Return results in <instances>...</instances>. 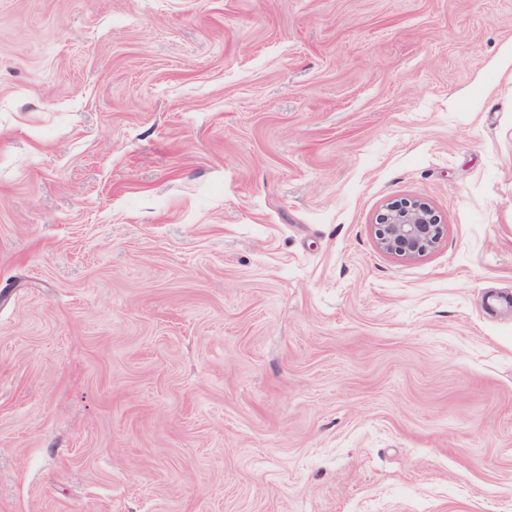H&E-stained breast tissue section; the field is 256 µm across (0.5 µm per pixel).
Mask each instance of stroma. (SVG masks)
Here are the masks:
<instances>
[{
	"instance_id": "obj_1",
	"label": "stroma",
	"mask_w": 512,
	"mask_h": 512,
	"mask_svg": "<svg viewBox=\"0 0 512 512\" xmlns=\"http://www.w3.org/2000/svg\"><path fill=\"white\" fill-rule=\"evenodd\" d=\"M509 45L512 0H0V512H512ZM440 223L434 209L422 200L392 202L376 219L377 246L405 258L425 255L435 250L442 239Z\"/></svg>"
}]
</instances>
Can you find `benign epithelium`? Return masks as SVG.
<instances>
[{
  "mask_svg": "<svg viewBox=\"0 0 512 512\" xmlns=\"http://www.w3.org/2000/svg\"><path fill=\"white\" fill-rule=\"evenodd\" d=\"M375 234L380 250L415 258L438 247L443 225L428 203L419 199H403L388 204L378 215Z\"/></svg>",
  "mask_w": 512,
  "mask_h": 512,
  "instance_id": "benign-epithelium-1",
  "label": "benign epithelium"
}]
</instances>
